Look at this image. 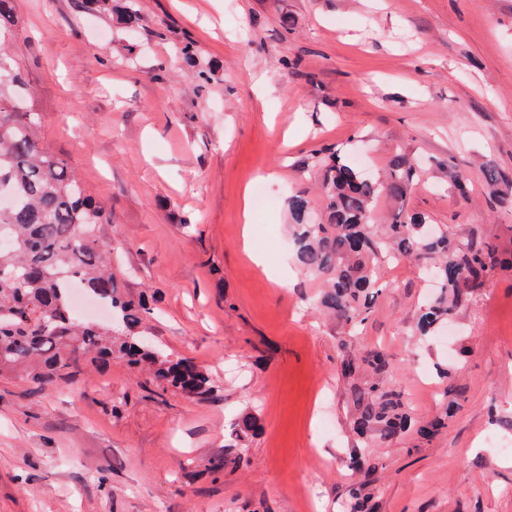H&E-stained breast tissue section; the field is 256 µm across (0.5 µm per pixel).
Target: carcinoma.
Masks as SVG:
<instances>
[{
    "label": "carcinoma",
    "mask_w": 512,
    "mask_h": 512,
    "mask_svg": "<svg viewBox=\"0 0 512 512\" xmlns=\"http://www.w3.org/2000/svg\"><path fill=\"white\" fill-rule=\"evenodd\" d=\"M119 18L129 32L140 27L134 0H124ZM17 23L15 0H0V38L11 35ZM481 175L490 186L512 187V176L494 164L485 165ZM415 177L416 169L404 155L396 156L378 181L333 151L322 165L319 185L324 221L307 220V196L294 192L288 197L295 260L322 281L318 306L352 331L368 320L384 290L376 264L385 257L433 261L437 296L423 306L413 329L421 338L448 324L493 271L512 272V256L506 257L478 228L464 235L447 226L429 232L427 217L400 210L388 223H376L377 199L403 198ZM0 196L6 199L0 202V374L21 370L34 385L44 387L59 379L73 381L84 361L119 359L132 369H148L158 384L189 399L212 392L209 374L193 360L173 358L147 340L144 324L153 308L147 298L134 300L123 293L109 250L97 235L98 225L109 222L110 213L44 144L20 66L3 47ZM75 288L107 305L111 321L119 323L124 334L114 337L109 325L79 318L71 305ZM388 368L384 355L375 349L341 360L356 436L349 462L356 470L368 466L358 449L403 433L428 443L460 410L455 396L433 419H414L404 395L390 381ZM260 429L259 419L247 413L238 421L235 436L243 441ZM375 495L372 482L357 483L350 512H368Z\"/></svg>",
    "instance_id": "carcinoma-1"
}]
</instances>
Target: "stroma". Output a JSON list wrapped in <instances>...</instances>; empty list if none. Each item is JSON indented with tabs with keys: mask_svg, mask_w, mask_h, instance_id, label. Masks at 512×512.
<instances>
[{
	"mask_svg": "<svg viewBox=\"0 0 512 512\" xmlns=\"http://www.w3.org/2000/svg\"><path fill=\"white\" fill-rule=\"evenodd\" d=\"M136 5L132 35L86 0H16L6 44L46 146L111 214L100 240L125 292L156 308L154 341L215 388L189 399L116 359L83 366L72 385L0 377V512H348L344 333L293 258L288 197L305 192L322 213L319 151L372 178L402 152L423 173L407 212L481 227L511 250L512 195L480 170L512 174V0ZM187 40L192 66L178 54ZM258 182L279 202L254 213L271 236L247 248L243 210ZM424 267L380 266L386 290L352 344L384 352L417 419L452 389L462 408L431 442L408 433L369 448L374 512H512V453L484 441H512V273H491L446 348L412 334ZM424 363L454 375L423 386ZM244 413L262 429L242 446ZM236 456L239 468L217 472Z\"/></svg>",
	"mask_w": 512,
	"mask_h": 512,
	"instance_id": "obj_1",
	"label": "stroma"
}]
</instances>
